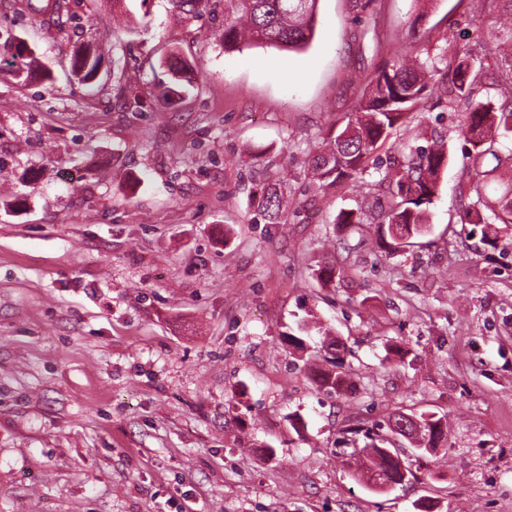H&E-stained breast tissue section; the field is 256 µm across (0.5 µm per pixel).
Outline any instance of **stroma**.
I'll use <instances>...</instances> for the list:
<instances>
[{
  "label": "stroma",
  "instance_id": "1",
  "mask_svg": "<svg viewBox=\"0 0 512 512\" xmlns=\"http://www.w3.org/2000/svg\"><path fill=\"white\" fill-rule=\"evenodd\" d=\"M69 7L61 29L0 0V55L15 35L32 51L27 80L0 74V512H512V226L483 242L464 221L467 105L435 76L375 152H451L409 250L334 222L378 173L326 196L301 164L414 41L440 68L450 28L488 53L470 0H319L301 51H225L220 4ZM91 39L86 87L71 59ZM177 58L192 72L166 99ZM268 184L284 223L258 214ZM329 252L343 274L324 286ZM320 326L337 353L316 352ZM336 356L357 392L317 389ZM396 410L447 417L448 446L377 493L336 440Z\"/></svg>",
  "mask_w": 512,
  "mask_h": 512
}]
</instances>
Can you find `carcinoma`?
Here are the masks:
<instances>
[{"label":"carcinoma","mask_w":512,"mask_h":512,"mask_svg":"<svg viewBox=\"0 0 512 512\" xmlns=\"http://www.w3.org/2000/svg\"><path fill=\"white\" fill-rule=\"evenodd\" d=\"M181 15L195 17L211 0H171ZM235 16H225L224 50L240 51L244 47L270 45L283 49L307 46L314 35L319 0H230ZM23 8L35 13L49 14L64 25L67 15L66 0H25ZM484 21L496 31L495 66L498 69L497 86L508 92L503 103L493 108L479 94L483 78L490 66L474 57L468 48L453 44L446 67L452 70L446 88L448 104L465 100L470 108L459 135L471 146L479 148L467 153L469 178L468 196L473 210L491 211L494 221L507 227L512 225V196L503 198L493 206L485 197L488 181L496 178L502 168H512V147L503 139L512 134V20L504 21L499 14V0H484ZM415 57L397 58L380 67L367 79L365 91L355 113L348 116L346 124L336 130V135L322 148L308 152L312 173L322 190L341 183L356 182L369 171V160L378 143L385 141L392 129L409 113L417 112L424 105L425 93L434 70L418 56L429 48L422 44L412 46ZM31 51L18 42L12 59L1 64L9 71L21 74ZM102 55L97 48L87 44L72 59L71 72L78 81L89 84L97 76V66ZM449 154L445 145L408 148L399 156L388 158L383 166L374 163L375 169L384 170L375 185L385 186L384 202L380 203L377 218L378 235L388 252L412 245V239L423 235L428 224V211L434 203L441 171L448 166ZM259 215L267 224H280L285 218V204L277 191L263 188ZM336 224L350 227L364 223L363 208L340 210ZM318 387L328 394L340 395L351 386L348 372L337 365L335 371H323L316 379ZM399 414L372 427L349 428L351 441L361 436L365 445L354 447L348 461L355 466L358 477L370 476L385 484L395 478V457L399 453L388 448L394 435L392 424ZM421 452L431 453L445 445L442 418H420L419 434L415 435Z\"/></svg>","instance_id":"cac0c4a2"}]
</instances>
